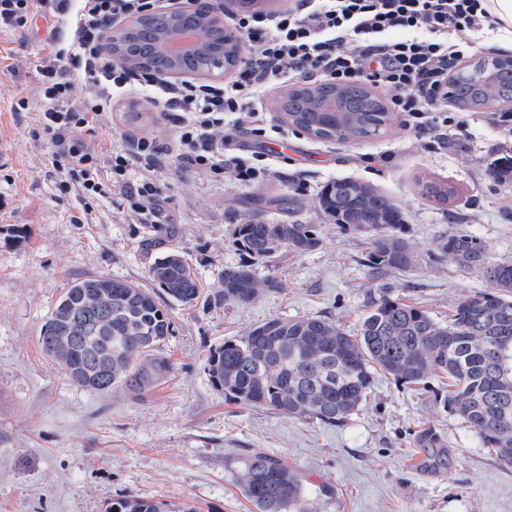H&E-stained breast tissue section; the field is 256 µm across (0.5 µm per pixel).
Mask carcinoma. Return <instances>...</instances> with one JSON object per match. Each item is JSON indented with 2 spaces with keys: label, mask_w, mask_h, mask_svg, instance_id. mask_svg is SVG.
<instances>
[{
  "label": "carcinoma",
  "mask_w": 512,
  "mask_h": 512,
  "mask_svg": "<svg viewBox=\"0 0 512 512\" xmlns=\"http://www.w3.org/2000/svg\"><path fill=\"white\" fill-rule=\"evenodd\" d=\"M172 22L166 15L140 17L126 30L109 35L108 41L131 42L135 30L145 24L165 27ZM241 52L236 36L214 27L203 49L174 62L163 60L156 46L134 44L135 69L200 72L216 66L215 57L221 54L227 70L237 65ZM448 99L468 112L512 102V57L472 60L448 81ZM276 109L290 125L321 141L371 139L383 134L392 119L384 100L357 83H304L284 93ZM487 172L511 187L512 155L490 162ZM424 192L440 204L455 195V189L439 179L427 182ZM315 206L338 227L367 236L366 260L372 269L404 270L414 264L402 234L401 211L373 184L330 180L317 192ZM319 243L315 224H275L258 213L244 216L235 239L240 250L257 259L283 249L306 253ZM437 250L491 285L460 301L448 322L387 293L373 302L354 335L324 318H272L210 352L206 369L211 381L241 405L334 426L366 402L374 369L414 385L431 374L445 375V407L469 424L499 461L512 465V263L494 261L473 235H450ZM149 277L151 289L87 277L72 282L60 296L39 344L74 385L87 388L84 374L95 369L109 347L112 369L92 384L94 391L125 385L141 392L165 370L163 362L152 358L172 326L168 310L157 301L159 292L193 307L200 301L213 306L247 304L265 288H280L273 279L259 282L252 265L239 263L225 266L218 286L206 293L177 249L156 256ZM246 470L244 493L257 512H310L298 474L277 457L257 452L248 458ZM110 512L172 510L160 501L127 496L113 502Z\"/></svg>",
  "instance_id": "obj_1"
}]
</instances>
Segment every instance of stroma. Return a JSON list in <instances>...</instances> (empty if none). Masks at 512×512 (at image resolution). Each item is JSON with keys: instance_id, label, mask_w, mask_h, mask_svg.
I'll use <instances>...</instances> for the list:
<instances>
[{"instance_id": "35a3bbf8", "label": "stroma", "mask_w": 512, "mask_h": 512, "mask_svg": "<svg viewBox=\"0 0 512 512\" xmlns=\"http://www.w3.org/2000/svg\"><path fill=\"white\" fill-rule=\"evenodd\" d=\"M51 48L37 22L0 32V512H109L135 495L177 512H256L243 493L244 463L264 451L295 469L311 512H512V466L483 448L476 431L451 415L437 377L404 385L375 372L366 404L346 422L326 426L230 401L205 371L209 352L272 317L315 316L356 332L382 288L436 320L466 295L486 288L477 275L440 258L453 234L479 236L490 255L512 263V187L494 182L488 163L512 151V103L470 115L465 138L430 146L393 115L383 135L322 142L284 121L267 91L264 116L299 152L275 160L270 173L244 185L232 167L216 177L163 158L133 160L131 177H160L171 222L157 250L185 254L206 288L224 266L243 262L233 243L244 215L317 225L319 246L280 252L254 263L258 279L281 287L247 305L188 308L171 304L173 332L156 352L166 371L146 392L118 386L106 393L74 386L41 350L38 337L68 284L108 276L149 285L152 256L120 191L99 199L87 223L77 192L61 194L51 148L35 135L39 65ZM104 150L133 148L144 135L172 146L175 130L139 87L131 85L101 117ZM337 177L369 181L402 211L415 254L408 269L380 273L365 255V236L323 216L314 199ZM447 181L444 205L420 183ZM296 196L298 210L276 207ZM27 228L13 242V226ZM444 451L430 461L424 439Z\"/></svg>"}]
</instances>
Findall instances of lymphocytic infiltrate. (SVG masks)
<instances>
[{
	"label": "lymphocytic infiltrate",
	"instance_id": "obj_1",
	"mask_svg": "<svg viewBox=\"0 0 512 512\" xmlns=\"http://www.w3.org/2000/svg\"><path fill=\"white\" fill-rule=\"evenodd\" d=\"M156 7L157 0H80L67 49L52 50L40 66L38 125L52 145L60 190L79 188L89 213L109 188H121L141 224L167 223L168 214L160 203L161 183L129 180L130 157L152 163L162 147L144 136L134 152L119 148L105 155L96 141L100 116L131 83L164 101L177 129V160L207 173L224 171V141L215 131L225 114H235L252 136H265L257 101L271 84L293 78L385 89L406 127L442 144L449 132H464L468 125L448 111V81L463 56L462 42L497 25L484 0H290L273 14L232 18L246 59L224 84H169L134 73L104 52L113 20ZM68 8L69 0H0V29L26 26L37 14L62 18ZM395 30L406 31V38L390 39ZM81 83L92 87L91 96H77Z\"/></svg>",
	"mask_w": 512,
	"mask_h": 512
}]
</instances>
